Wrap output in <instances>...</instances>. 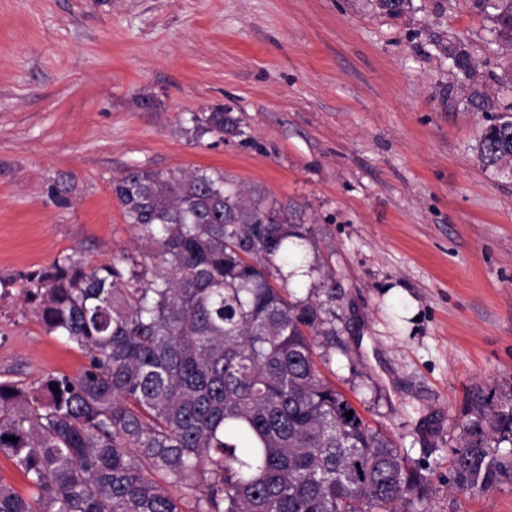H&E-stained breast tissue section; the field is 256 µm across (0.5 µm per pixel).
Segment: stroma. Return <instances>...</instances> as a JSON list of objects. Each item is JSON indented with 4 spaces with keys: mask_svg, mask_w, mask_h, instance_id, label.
<instances>
[{
    "mask_svg": "<svg viewBox=\"0 0 512 512\" xmlns=\"http://www.w3.org/2000/svg\"><path fill=\"white\" fill-rule=\"evenodd\" d=\"M511 72L471 0H0V381L88 364L24 275L155 269L113 178L221 173L314 227L290 298L324 303L322 373L420 466L414 512H512V475L448 487L469 411L512 398V173L476 152L512 113ZM218 107L241 135L198 129ZM62 180L66 207L48 194Z\"/></svg>",
    "mask_w": 512,
    "mask_h": 512,
    "instance_id": "1",
    "label": "stroma"
}]
</instances>
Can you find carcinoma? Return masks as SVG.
Listing matches in <instances>:
<instances>
[{"label":"carcinoma","instance_id":"carcinoma-1","mask_svg":"<svg viewBox=\"0 0 512 512\" xmlns=\"http://www.w3.org/2000/svg\"><path fill=\"white\" fill-rule=\"evenodd\" d=\"M473 3L512 50V0ZM490 121L478 157L499 167L512 113ZM203 123L237 132L221 109ZM112 194L159 270L68 260L25 276L47 330L89 362L0 382V453L30 487L0 480V512H397L422 491L418 468L322 374L315 337L335 335L322 305L274 285L301 258L289 241L313 234L288 204L205 172L131 169ZM510 438L511 403L476 409L452 449L454 489L511 472Z\"/></svg>","mask_w":512,"mask_h":512}]
</instances>
